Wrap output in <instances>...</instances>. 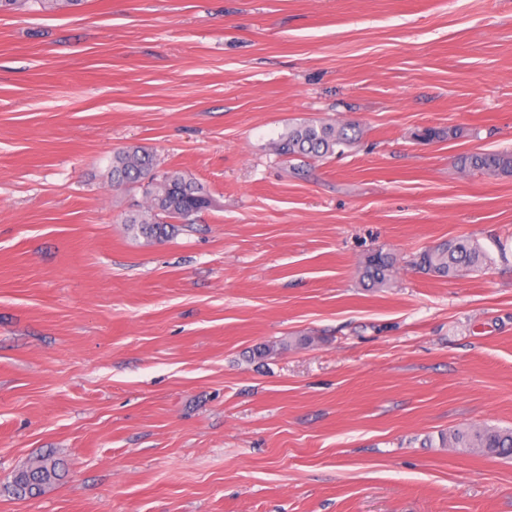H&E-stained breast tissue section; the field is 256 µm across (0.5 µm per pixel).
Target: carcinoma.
<instances>
[{
	"label": "carcinoma",
	"mask_w": 512,
	"mask_h": 512,
	"mask_svg": "<svg viewBox=\"0 0 512 512\" xmlns=\"http://www.w3.org/2000/svg\"><path fill=\"white\" fill-rule=\"evenodd\" d=\"M79 0H0V11H17L26 4L53 11L74 6ZM357 140L354 127L331 122H296L273 141L275 153L288 161H323L343 152ZM464 171L512 177V151L476 152L459 157ZM112 184L116 188L140 185L150 198L146 213L127 218L128 230L149 242L167 241L180 224H190L207 207L197 182L176 170L162 171L155 155L141 146H127L112 157ZM490 257L482 246L468 238H452L421 251L414 267L436 277H459L488 266ZM394 258L377 252L365 262L362 279L371 288H386L392 281ZM450 448H476L500 457L512 456V428L493 426L454 428L441 434ZM61 480L58 462L51 456H38L16 471L6 489L17 498L38 496Z\"/></svg>",
	"instance_id": "obj_1"
}]
</instances>
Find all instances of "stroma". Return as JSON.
I'll return each mask as SVG.
<instances>
[{
	"mask_svg": "<svg viewBox=\"0 0 512 512\" xmlns=\"http://www.w3.org/2000/svg\"><path fill=\"white\" fill-rule=\"evenodd\" d=\"M302 120L361 137L297 175ZM130 145L211 201L165 243L125 224ZM490 150L512 0L1 12L0 512H512V460L440 441L512 427V177L457 163ZM460 237L488 270H414ZM47 453L63 480L9 494ZM395 260L388 253L377 252L365 262L362 279L368 287L387 288L392 281Z\"/></svg>",
	"mask_w": 512,
	"mask_h": 512,
	"instance_id": "obj_1",
	"label": "stroma"
}]
</instances>
